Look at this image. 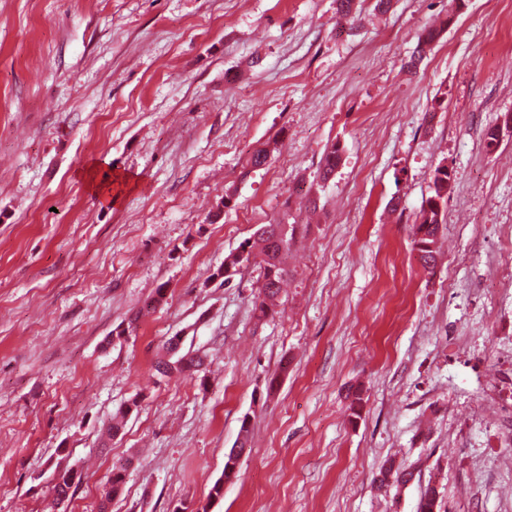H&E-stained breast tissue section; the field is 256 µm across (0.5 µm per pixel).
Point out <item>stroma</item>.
<instances>
[{
  "mask_svg": "<svg viewBox=\"0 0 512 512\" xmlns=\"http://www.w3.org/2000/svg\"><path fill=\"white\" fill-rule=\"evenodd\" d=\"M358 7L341 23L336 0H0V512H416L427 483L444 512H512V423L484 398L512 374V0ZM95 160L111 202L79 176ZM441 163L428 272L411 228ZM263 224L293 238L260 321L259 266L215 273ZM173 336L205 377L157 374ZM388 458L417 470L384 494ZM65 466L82 481L59 505ZM440 31L435 28H429L419 37L415 50L405 63L407 70H416L419 62L426 55L427 49L439 38Z\"/></svg>",
  "mask_w": 512,
  "mask_h": 512,
  "instance_id": "35a3bbf8",
  "label": "stroma"
}]
</instances>
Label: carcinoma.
<instances>
[{"label":"carcinoma","mask_w":512,"mask_h":512,"mask_svg":"<svg viewBox=\"0 0 512 512\" xmlns=\"http://www.w3.org/2000/svg\"><path fill=\"white\" fill-rule=\"evenodd\" d=\"M440 31L429 28L419 37L415 50L405 63L407 70L417 68L426 55L427 49L439 38ZM341 161V148L334 145L323 159L319 177L326 181L332 176ZM448 166L440 164L434 169L430 191L422 200L420 222L413 226V248L417 252L422 267L431 270L436 262V239L444 221V211L448 201ZM290 238L280 224H267L265 230L254 235L239 245V251L229 254L224 259V268L238 273L240 269L258 261L261 269V281L258 295L254 301V311L258 318L264 319L274 313L276 299L280 294L281 285L288 275L282 261L283 254L288 251ZM183 360V372L190 375L205 370L207 355L198 351L180 352ZM415 468L400 467L391 460L380 466L373 480L376 490L388 491L392 486L407 483L413 479ZM442 498L436 486L428 483L420 490L417 512H441Z\"/></svg>","instance_id":"carcinoma-1"}]
</instances>
